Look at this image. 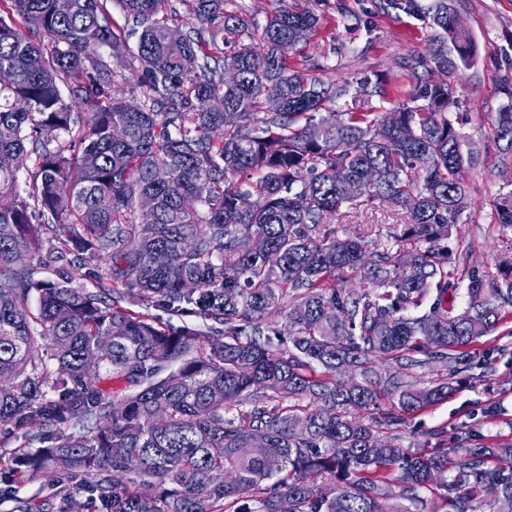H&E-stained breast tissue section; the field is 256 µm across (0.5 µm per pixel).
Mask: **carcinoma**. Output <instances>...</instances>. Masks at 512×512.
Masks as SVG:
<instances>
[{"instance_id":"1","label":"carcinoma","mask_w":512,"mask_h":512,"mask_svg":"<svg viewBox=\"0 0 512 512\" xmlns=\"http://www.w3.org/2000/svg\"><path fill=\"white\" fill-rule=\"evenodd\" d=\"M178 2L181 16L170 0H72L67 14L0 0V155L14 160L0 166V426L21 440L0 501L31 512L16 485L42 479L57 512H479L487 490L512 512V442L380 437L447 399L482 365L465 347L512 314V267L489 282L448 250L472 158L448 117L453 83L420 72L469 60L457 12L434 0L407 100L316 119L349 89L288 64L320 27L314 9L253 25L224 0ZM355 96L387 90L366 78ZM494 134L512 154V106ZM145 194L150 224L134 220ZM383 203L408 218L396 245L336 228L339 209ZM495 212L512 227L511 192ZM71 254L107 258L113 287L40 276ZM89 359L121 387L103 389ZM436 363L445 378L414 380Z\"/></svg>"}]
</instances>
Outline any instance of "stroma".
Listing matches in <instances>:
<instances>
[{"label": "stroma", "mask_w": 512, "mask_h": 512, "mask_svg": "<svg viewBox=\"0 0 512 512\" xmlns=\"http://www.w3.org/2000/svg\"><path fill=\"white\" fill-rule=\"evenodd\" d=\"M409 13L384 7L383 0H317L322 25L310 43L291 53L290 65L313 71L334 87L356 84L363 76L388 81L387 100H352L362 112H387L404 101L415 86L402 63L427 52L432 35L421 9L432 0H417ZM470 36L473 58L453 74L459 103L449 112L461 132L464 151L476 165L465 170L471 206L448 242L457 263L496 276L512 264V228L496 220V199L512 191V155L501 153L494 140L498 112L512 104L505 88L512 83V0H454ZM485 366L469 379L453 383L447 400L429 407L394 432L407 448L426 445V432L443 433L446 447L461 438L487 446L512 441V315L469 347Z\"/></svg>", "instance_id": "obj_1"}]
</instances>
